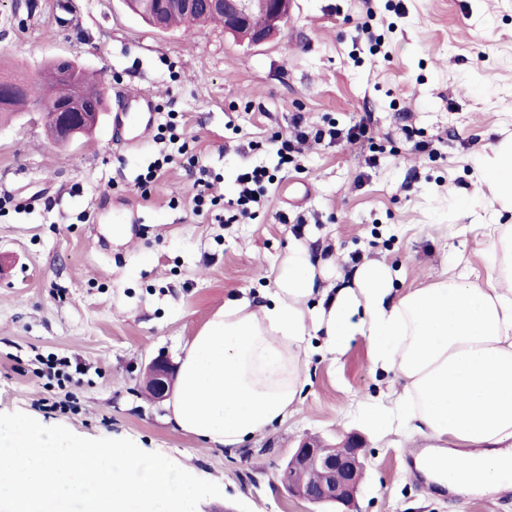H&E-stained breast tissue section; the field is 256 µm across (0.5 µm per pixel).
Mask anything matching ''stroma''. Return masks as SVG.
Instances as JSON below:
<instances>
[{
	"label": "stroma",
	"mask_w": 512,
	"mask_h": 512,
	"mask_svg": "<svg viewBox=\"0 0 512 512\" xmlns=\"http://www.w3.org/2000/svg\"><path fill=\"white\" fill-rule=\"evenodd\" d=\"M69 2L63 27L57 0H0V62L32 80L63 56L108 83L88 142L55 144L35 114L0 125V413L162 453L220 487L200 512H334L290 496L279 468L304 438L351 434L365 441L357 512H512L498 493L463 498L413 480L405 459L425 442L373 424L370 409L401 383L372 368L363 337L337 362L313 353L293 414L233 451L176 429L143 385L144 367L179 361L225 303L263 302L296 221L335 272L378 259L399 291L448 266L484 275L490 241L460 229L512 224L477 182L480 158L512 132V0H294L290 23L256 47L218 24L156 30L122 0ZM140 91L185 115L223 205L193 212L183 160L141 193L159 146L128 148L112 124ZM297 114L312 131L362 123L368 137L307 143L282 166L268 139ZM256 166L276 181L254 219L232 221L236 178ZM130 211L139 223L113 244L110 219ZM59 360L72 382L49 377Z\"/></svg>",
	"instance_id": "obj_1"
}]
</instances>
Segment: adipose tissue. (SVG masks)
I'll return each instance as SVG.
<instances>
[{
    "mask_svg": "<svg viewBox=\"0 0 512 512\" xmlns=\"http://www.w3.org/2000/svg\"><path fill=\"white\" fill-rule=\"evenodd\" d=\"M478 181L512 211V135L481 159ZM479 230L494 243L484 281L445 270L399 294L377 260L330 292L328 268L293 241L266 302L226 304L185 342L168 421L211 446L240 447L298 404L313 337L338 359L362 336L372 367L402 382L376 408L382 431L430 441L437 480L460 494L512 485V224Z\"/></svg>",
    "mask_w": 512,
    "mask_h": 512,
    "instance_id": "obj_1",
    "label": "adipose tissue"
}]
</instances>
